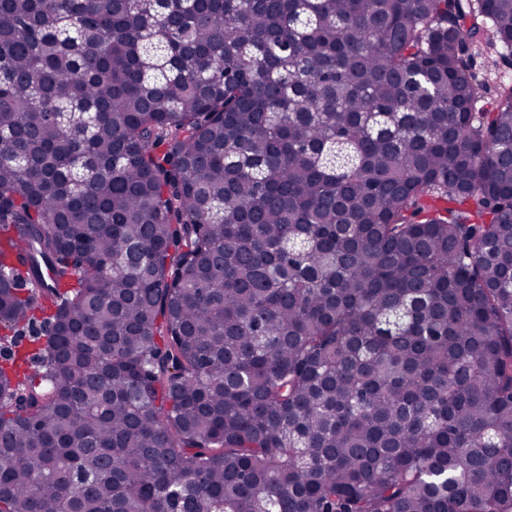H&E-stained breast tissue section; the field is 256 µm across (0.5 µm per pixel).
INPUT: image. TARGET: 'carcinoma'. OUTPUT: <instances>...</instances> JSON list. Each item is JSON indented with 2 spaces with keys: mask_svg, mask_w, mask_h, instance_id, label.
<instances>
[{
  "mask_svg": "<svg viewBox=\"0 0 512 512\" xmlns=\"http://www.w3.org/2000/svg\"><path fill=\"white\" fill-rule=\"evenodd\" d=\"M489 52L512 0H0V327L58 322L0 512H512ZM478 95L477 107L490 109L495 103L497 88L504 83H512V66L507 67L497 55L482 57L477 65Z\"/></svg>",
  "mask_w": 512,
  "mask_h": 512,
  "instance_id": "carcinoma-1",
  "label": "carcinoma"
}]
</instances>
